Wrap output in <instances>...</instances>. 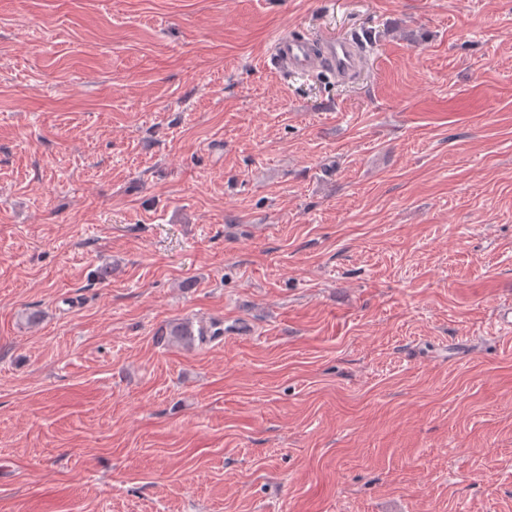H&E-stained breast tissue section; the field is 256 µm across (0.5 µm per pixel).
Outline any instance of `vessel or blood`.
<instances>
[{"instance_id": "vessel-or-blood-1", "label": "vessel or blood", "mask_w": 512, "mask_h": 512, "mask_svg": "<svg viewBox=\"0 0 512 512\" xmlns=\"http://www.w3.org/2000/svg\"><path fill=\"white\" fill-rule=\"evenodd\" d=\"M271 60L283 70L307 77L326 72L338 80H352L364 64V56L351 40L332 34L278 36L272 47Z\"/></svg>"}]
</instances>
